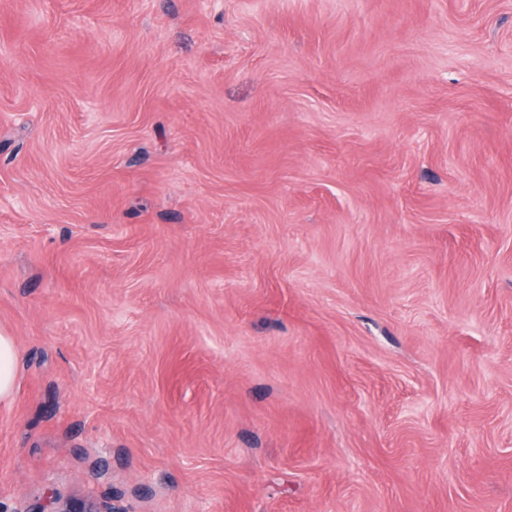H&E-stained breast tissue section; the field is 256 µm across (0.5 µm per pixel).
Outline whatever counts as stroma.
Segmentation results:
<instances>
[{
    "instance_id": "obj_1",
    "label": "stroma",
    "mask_w": 512,
    "mask_h": 512,
    "mask_svg": "<svg viewBox=\"0 0 512 512\" xmlns=\"http://www.w3.org/2000/svg\"><path fill=\"white\" fill-rule=\"evenodd\" d=\"M0 512H512V0H0ZM19 361L14 340L0 333V402L10 399L15 391ZM47 506L48 510L39 508L28 512H125L115 508H112V511L102 510L94 500H87L80 507H75L71 501L58 495L51 496Z\"/></svg>"
}]
</instances>
